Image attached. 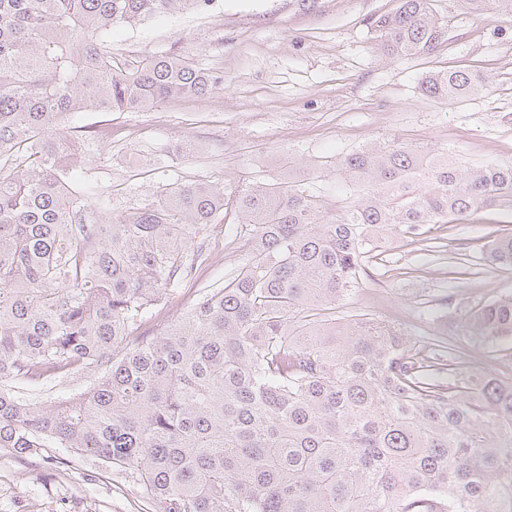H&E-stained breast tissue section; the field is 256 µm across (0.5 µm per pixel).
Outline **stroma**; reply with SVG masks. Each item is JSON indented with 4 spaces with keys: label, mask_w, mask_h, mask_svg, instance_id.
<instances>
[{
    "label": "stroma",
    "mask_w": 512,
    "mask_h": 512,
    "mask_svg": "<svg viewBox=\"0 0 512 512\" xmlns=\"http://www.w3.org/2000/svg\"><path fill=\"white\" fill-rule=\"evenodd\" d=\"M399 0H214L202 14L156 18L112 32L116 63L170 53L220 74L202 98L134 112H82L71 124L97 134L76 168L80 187L108 198L113 215L154 200L167 184L224 187L226 205L198 233L208 253L189 281L144 324L159 331L205 288L223 285L243 261L247 234L233 201L241 187L292 175L327 204L337 200V159L378 141L442 145L460 165L512 162V21L434 0L448 39L434 54L394 61L375 46L372 18ZM482 74L488 91L442 103L419 85L431 70ZM512 232V210L437 224L416 239H382L355 289L337 302L355 314L401 323L416 340L445 338L471 370L512 378V341L469 331L467 310L512 294V270L482 259L492 236ZM130 471L68 448L20 455L0 448V512H148Z\"/></svg>",
    "instance_id": "stroma-1"
}]
</instances>
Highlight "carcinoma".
<instances>
[{"label":"carcinoma","instance_id":"1","mask_svg":"<svg viewBox=\"0 0 512 512\" xmlns=\"http://www.w3.org/2000/svg\"><path fill=\"white\" fill-rule=\"evenodd\" d=\"M492 2L512 17V0ZM212 0H0V448H70L130 469L152 512H512V379L470 372L437 337L370 317L336 321L380 233L413 238L512 207V163L463 168L393 139L336 162L350 201L289 179L235 198L246 261L161 331L144 319L206 261L196 235L224 187L176 182L106 217L73 171L77 112L204 97L223 78L185 57L113 64L109 36ZM390 59L429 55L448 24L432 0L371 22ZM422 95L476 97L485 78L433 72ZM483 260L512 269V233ZM512 339V294L467 312ZM89 386L46 405L26 386L73 372Z\"/></svg>","mask_w":512,"mask_h":512}]
</instances>
